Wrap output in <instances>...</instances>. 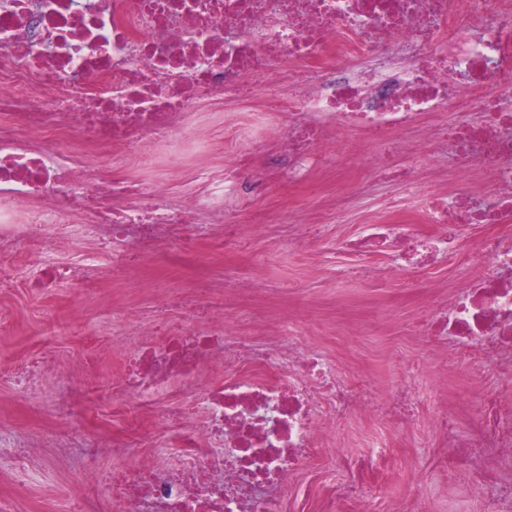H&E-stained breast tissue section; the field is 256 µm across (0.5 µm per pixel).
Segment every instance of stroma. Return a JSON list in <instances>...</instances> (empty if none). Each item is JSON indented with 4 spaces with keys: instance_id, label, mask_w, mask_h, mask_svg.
Listing matches in <instances>:
<instances>
[{
    "instance_id": "35a3bbf8",
    "label": "stroma",
    "mask_w": 512,
    "mask_h": 512,
    "mask_svg": "<svg viewBox=\"0 0 512 512\" xmlns=\"http://www.w3.org/2000/svg\"><path fill=\"white\" fill-rule=\"evenodd\" d=\"M373 148L353 135L335 143L330 158L311 170L305 181L270 182L256 192L243 194L227 212L207 216L221 224L242 215L256 218V228L241 249L217 250L202 239L194 245L191 260L173 259L163 265L144 261L131 275L113 273L104 252L92 241L71 239L61 256L69 262L95 253V269L87 287L64 283L52 289L33 288L29 280L44 256V244L21 245L12 258L20 273L12 288L0 293V436L33 444L40 458L39 471L30 485L17 486L10 464L0 460V504L7 512H65L67 501L85 492L84 449L61 456L53 433L67 426L81 438L94 437L89 420L99 407L87 402L83 410L60 422L53 408L58 391L73 382L95 387L111 381L125 357L102 351L94 369L83 367L85 340L106 342L125 334L122 311L131 307L151 312L157 291H177L191 286L208 293L224 279L243 274L247 264L264 266L269 281L277 285L273 296L243 295L224 312L213 308L193 310L195 321H239L242 335L260 333L262 320L283 309L294 311L306 324L305 341L333 364L341 378L369 380L391 390L409 388L413 405L409 419L398 423L380 417L357 416L339 432L353 455L367 456L376 442L393 450L389 466L376 486V512H399L411 485H418L428 512H479L471 495L469 473L446 465V448L435 438L430 422L436 412V391L447 384L459 410L458 430L473 434L472 410L488 395H498L505 409L512 410V390L500 391L495 371L475 372L461 361L444 366L431 351L417 344L413 325L427 322L432 314L425 302L431 285L458 288L479 280L480 268L466 265L465 256L485 232L483 226L462 227L457 248L435 263L395 279L359 276L358 258L341 251L344 239L361 235L366 225L387 221L380 202L394 187L382 182L371 162ZM344 204L352 221L336 223L333 213ZM316 211L318 224L311 226L308 247L289 242L288 228L308 222ZM57 332L51 348L52 363L44 370L34 392L17 389L12 369L33 349L39 336ZM335 464L326 450H319L294 472L282 497L292 503L300 488L309 486L315 499H322V478Z\"/></svg>"
}]
</instances>
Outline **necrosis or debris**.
I'll return each instance as SVG.
<instances>
[{
    "mask_svg": "<svg viewBox=\"0 0 512 512\" xmlns=\"http://www.w3.org/2000/svg\"><path fill=\"white\" fill-rule=\"evenodd\" d=\"M480 24L477 0H0V260L26 242L56 245L92 239L126 271L133 253L161 259L192 239H242L239 221L204 223L237 190L263 176L298 179L327 151L328 128L398 137L419 131L425 146L447 144L455 165L443 182L422 186L415 165L397 167L377 152L380 175L424 212L433 229L419 237L394 224L370 225L344 240L345 253L391 252L386 275L411 272L414 259L449 252L455 230L485 224L470 260L478 282L457 296L434 297L440 315L421 338L492 366L512 386V109L487 92L512 86V0ZM307 80L279 111L282 61ZM261 76L268 105L247 120L225 119L239 152L190 173L174 209L149 207L165 183L121 177L129 162L159 169L175 149L203 145L204 97L233 95ZM479 103L478 122L461 119ZM429 112L449 113L448 127L421 126ZM280 130L277 151L255 173L247 146ZM127 323L140 336L125 371L102 389L115 404L162 406L179 419L176 462L145 455L84 475L97 495L73 498L70 512H282L271 487L287 483L323 434L356 415H398L404 393L386 395L363 382L338 380L316 348L300 342L289 316L258 341L232 322ZM223 361L230 375L211 367ZM164 416V417H165ZM476 434L452 435L454 412L432 422L449 462L472 474L481 512H512V421L496 401L476 413ZM344 476L331 482L321 512H372V491L386 452L353 459L332 451Z\"/></svg>",
    "mask_w": 512,
    "mask_h": 512,
    "instance_id": "obj_1",
    "label": "necrosis or debris"
}]
</instances>
